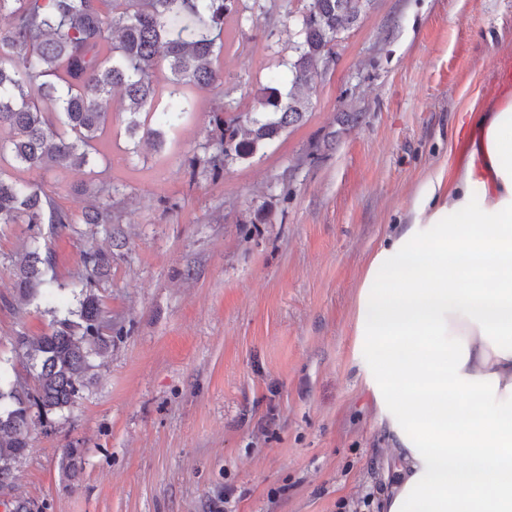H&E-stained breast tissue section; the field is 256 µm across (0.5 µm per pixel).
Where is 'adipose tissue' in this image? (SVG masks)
I'll use <instances>...</instances> for the list:
<instances>
[{"label":"adipose tissue","instance_id":"obj_1","mask_svg":"<svg viewBox=\"0 0 512 512\" xmlns=\"http://www.w3.org/2000/svg\"><path fill=\"white\" fill-rule=\"evenodd\" d=\"M375 248L355 333L393 446L382 512H512V96Z\"/></svg>","mask_w":512,"mask_h":512}]
</instances>
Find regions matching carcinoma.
<instances>
[{
	"mask_svg": "<svg viewBox=\"0 0 512 512\" xmlns=\"http://www.w3.org/2000/svg\"><path fill=\"white\" fill-rule=\"evenodd\" d=\"M241 0H0V162L28 169L81 168L99 154L98 143L109 122V101L121 93L130 139L143 133L157 146L163 128L173 127L190 111L188 91L223 82L224 18ZM297 29L290 33L288 88L272 82L260 88L250 112L213 115V152L198 159L213 172L244 163L309 112L307 89L334 61L339 35L351 29L373 0H300ZM169 71L166 90L156 81ZM165 104H160L162 95ZM156 114L147 128L141 114ZM112 185L88 192L84 224H110ZM72 215L33 183L0 172V224H49L64 230ZM87 276L75 294L76 306L53 320L39 336H19L17 348L27 359L33 386L11 380L0 366V490L14 479L15 464L29 448L30 430L65 418L95 367L112 343L97 281L110 265L98 249L84 252ZM49 256L35 236L14 263L12 276L22 301L42 296L56 300ZM83 449L69 446L61 464L77 472Z\"/></svg>",
	"mask_w": 512,
	"mask_h": 512,
	"instance_id": "obj_1",
	"label": "carcinoma"
}]
</instances>
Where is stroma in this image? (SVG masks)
I'll return each mask as SVG.
<instances>
[{
    "instance_id": "obj_1",
    "label": "stroma",
    "mask_w": 512,
    "mask_h": 512,
    "mask_svg": "<svg viewBox=\"0 0 512 512\" xmlns=\"http://www.w3.org/2000/svg\"><path fill=\"white\" fill-rule=\"evenodd\" d=\"M297 0H258L226 18L222 85L165 144L133 146L119 101L89 167L26 169L75 223L0 224V361L30 374L17 337L49 329L48 303H21L10 274L32 237L57 286L82 254L112 253L98 294L112 346L66 420L35 427L0 512H379L393 452L359 370V285L371 254L428 177L467 149L472 104L512 68V0H374L340 35L306 121L220 172L196 160L213 111L248 112L287 78ZM356 120L340 123L342 110ZM112 185V229L81 223L85 186ZM83 451L81 470L61 450ZM232 498H225V489Z\"/></svg>"
}]
</instances>
